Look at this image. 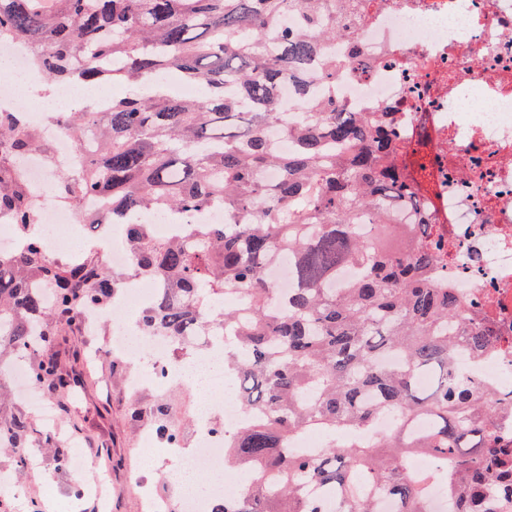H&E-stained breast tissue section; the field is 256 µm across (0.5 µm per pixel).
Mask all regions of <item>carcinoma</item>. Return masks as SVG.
<instances>
[{
	"mask_svg": "<svg viewBox=\"0 0 512 512\" xmlns=\"http://www.w3.org/2000/svg\"><path fill=\"white\" fill-rule=\"evenodd\" d=\"M290 12L302 20L297 30L282 24ZM340 21L324 0H0V38L29 44L50 80L132 86L102 111L63 113L64 129L91 148L78 169L57 175L58 201L97 227L157 208L225 215L182 224L177 240L132 225L122 277L97 251L51 256L13 165L50 148L17 113L0 112V215L22 242L0 254V355L28 361L37 389L72 388L80 373L52 351L57 337L83 329V313L108 305L123 277L154 278L161 295L139 325L175 338L222 329L224 368L254 414L224 446L249 482L213 512H327L317 492L338 497V512H378L380 500L433 512L436 482L448 512H492L494 498L512 497V441L490 429L512 391L481 390L454 355L459 344L475 355L494 348L495 333L433 285L445 242L392 228L393 214L421 207L396 113L350 112L309 91V76L336 77L322 49L350 36ZM173 73L201 94L169 95ZM288 80L300 103L291 118L277 104ZM280 258L295 287L277 305L265 271ZM349 266L360 274L336 287ZM169 408H149L164 441L178 436ZM381 415L399 416L389 433L336 440ZM306 429L324 433L326 446L289 453ZM36 444L55 447L27 413L0 410V448L20 457ZM415 451L434 467L409 472Z\"/></svg>",
	"mask_w": 512,
	"mask_h": 512,
	"instance_id": "1",
	"label": "carcinoma"
}]
</instances>
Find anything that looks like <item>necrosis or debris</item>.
<instances>
[{"instance_id":"necrosis-or-debris-1","label":"necrosis or debris","mask_w":512,"mask_h":512,"mask_svg":"<svg viewBox=\"0 0 512 512\" xmlns=\"http://www.w3.org/2000/svg\"><path fill=\"white\" fill-rule=\"evenodd\" d=\"M351 27L354 39L326 45L327 56L336 60L331 96L362 111L372 106L397 113L409 175L428 203L427 230L448 242V273L438 282L454 288L477 319L497 329V353L473 358L462 348L457 365L485 388L512 389V0H361ZM25 119L54 144L51 160L33 154L20 166L40 203L47 251L54 256L70 251L76 237L83 250L99 251L110 269L128 266L129 228L141 215L104 232L76 223L74 213L56 202L46 168H75L77 144L46 113L29 112ZM158 294L155 280H126L110 307L89 312L84 326L91 332L111 323L106 342L124 361L154 351L152 372L127 371L132 393L162 392L171 385L196 392L202 383L211 385L205 409L196 416L194 443L160 446L150 427L141 441L144 456L163 449L176 473L215 472L225 437L248 419L237 379L224 369L218 339L150 336L137 321L115 319L118 309L151 308ZM221 495L216 483L207 493L174 500L151 495L145 506L148 512H210ZM0 499L54 504L47 484L18 480L10 470H0Z\"/></svg>"}]
</instances>
